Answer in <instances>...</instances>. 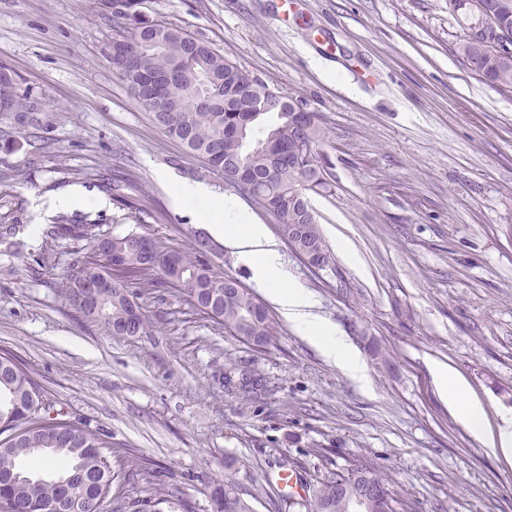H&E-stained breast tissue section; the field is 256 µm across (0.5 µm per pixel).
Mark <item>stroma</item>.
Here are the masks:
<instances>
[{"instance_id": "35a3bbf8", "label": "stroma", "mask_w": 512, "mask_h": 512, "mask_svg": "<svg viewBox=\"0 0 512 512\" xmlns=\"http://www.w3.org/2000/svg\"><path fill=\"white\" fill-rule=\"evenodd\" d=\"M132 12L184 28L322 116L327 184L308 199L336 264L312 271L285 243L281 261L359 353L369 385L287 320L258 351L169 284L130 288L150 336L105 335L68 305L64 275L90 253L45 234L70 191L83 197L68 210L76 221L170 251L205 228L197 205L174 202L181 183L278 232L128 95L104 0H0V64L37 104L23 125L0 115V353L113 450L156 462L194 512H210L227 478L254 512H276L279 472L310 488L359 457L417 512H512V460L469 435L431 373L448 364L489 426L512 408V92L464 59L466 15L448 0H135ZM245 376L264 391L244 397Z\"/></svg>"}]
</instances>
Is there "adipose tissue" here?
Returning a JSON list of instances; mask_svg holds the SVG:
<instances>
[{"label": "adipose tissue", "mask_w": 512, "mask_h": 512, "mask_svg": "<svg viewBox=\"0 0 512 512\" xmlns=\"http://www.w3.org/2000/svg\"><path fill=\"white\" fill-rule=\"evenodd\" d=\"M176 197L180 203L201 206L211 232L236 248L240 260L252 268L256 283L277 305L281 315L322 357L334 362L354 380L366 381V367L358 353L334 324L315 313V302L308 291L284 272L277 244L265 225L226 223L223 201L201 184L177 186ZM434 378L441 398L453 408L457 420L469 434L490 452L512 457V411L501 415L497 428H489L482 405L470 397L465 382L456 373L439 364L434 368Z\"/></svg>", "instance_id": "adipose-tissue-1"}]
</instances>
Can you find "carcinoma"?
Masks as SVG:
<instances>
[{"instance_id":"1","label":"carcinoma","mask_w":512,"mask_h":512,"mask_svg":"<svg viewBox=\"0 0 512 512\" xmlns=\"http://www.w3.org/2000/svg\"><path fill=\"white\" fill-rule=\"evenodd\" d=\"M114 43L129 47L112 59L119 79L161 131L176 139L184 150L202 159L228 185L243 181L264 202L265 213L275 223L308 225V235L334 256L317 223L302 205L305 183L326 185L324 169H299L294 160L305 148L321 154L327 132L319 114L303 120L291 118L290 98L265 94V84L224 59L207 43L167 22L130 17L131 0H111ZM461 51L472 70L501 90L512 91V57L463 43ZM34 103L21 90L18 75L0 65V112H31ZM88 242L92 259L79 260L67 272L64 295L84 318L100 325L109 336H123L120 327L127 313L125 298L103 300L97 310L75 303V290L110 272L112 256L121 257L123 272L145 276L156 283L175 282L194 306L219 327L261 336L276 344L277 323L267 308L250 314L238 296H223L210 304L211 284L226 277L213 272L198 246L186 252L165 250L158 242L136 233L105 238L91 225L78 228ZM112 448L108 436L76 425L68 411L42 399L40 385L13 355L0 356V512H97L98 501L108 496L114 474L104 449ZM43 456L60 457L67 466L46 477L22 470L19 462ZM129 472L149 484V495L127 504V512H192L182 489L163 479L161 467L129 454ZM375 488L386 489L394 509L370 497L363 512H415L414 503L394 489L386 472L363 460L329 473L305 500L306 512H349L350 498L359 492L357 475ZM213 512H254L246 493L225 481L211 493Z\"/></svg>"}]
</instances>
